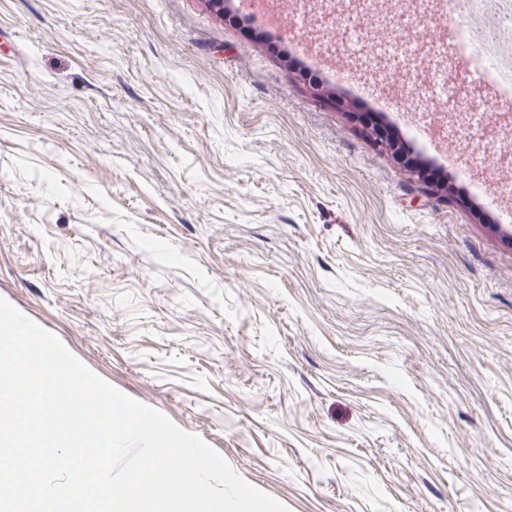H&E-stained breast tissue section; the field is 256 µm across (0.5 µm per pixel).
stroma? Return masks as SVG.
Listing matches in <instances>:
<instances>
[{
	"mask_svg": "<svg viewBox=\"0 0 512 512\" xmlns=\"http://www.w3.org/2000/svg\"><path fill=\"white\" fill-rule=\"evenodd\" d=\"M232 2L0 0V298L290 512H512V105L434 19L380 106L355 34ZM404 98L412 168L352 118Z\"/></svg>",
	"mask_w": 512,
	"mask_h": 512,
	"instance_id": "obj_1",
	"label": "stroma"
}]
</instances>
